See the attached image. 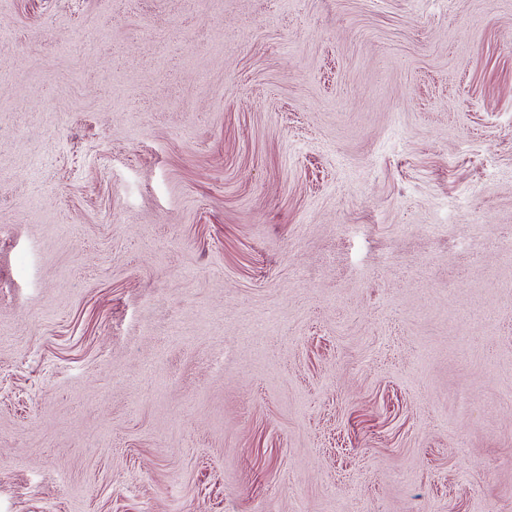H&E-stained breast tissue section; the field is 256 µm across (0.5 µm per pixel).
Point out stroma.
I'll return each instance as SVG.
<instances>
[{"label":"stroma","mask_w":512,"mask_h":512,"mask_svg":"<svg viewBox=\"0 0 512 512\" xmlns=\"http://www.w3.org/2000/svg\"><path fill=\"white\" fill-rule=\"evenodd\" d=\"M0 512H512V0H0Z\"/></svg>","instance_id":"1"}]
</instances>
